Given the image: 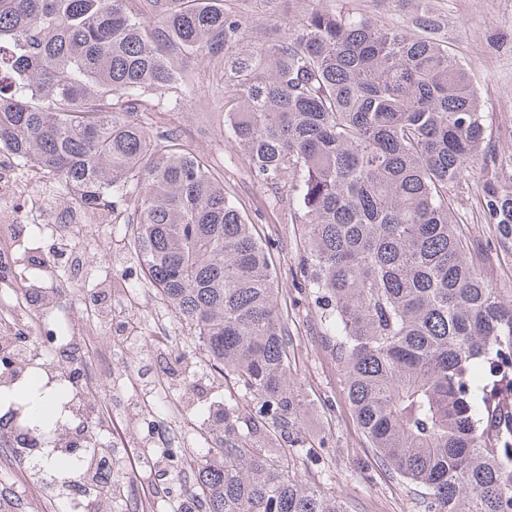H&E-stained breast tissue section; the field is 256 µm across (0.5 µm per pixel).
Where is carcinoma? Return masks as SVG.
I'll use <instances>...</instances> for the list:
<instances>
[{
    "mask_svg": "<svg viewBox=\"0 0 512 512\" xmlns=\"http://www.w3.org/2000/svg\"><path fill=\"white\" fill-rule=\"evenodd\" d=\"M146 2L141 17L129 0H0V146L86 207L132 209L146 283L260 404L224 405V447L194 475L204 512L347 510L295 478L313 448L275 447L300 403L269 248L202 157L137 119L144 94L162 110L173 88L195 94L200 54L224 64V126L251 174L287 187L307 226L305 282L382 465L422 512H512V288L460 230L493 224L512 251V173L427 0H397L401 25L313 9L254 42L224 0ZM27 423L59 430L48 407ZM128 491L114 474L89 512H121Z\"/></svg>",
    "mask_w": 512,
    "mask_h": 512,
    "instance_id": "cac0c4a2",
    "label": "carcinoma"
}]
</instances>
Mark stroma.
I'll return each instance as SVG.
<instances>
[{
	"instance_id": "stroma-1",
	"label": "stroma",
	"mask_w": 512,
	"mask_h": 512,
	"mask_svg": "<svg viewBox=\"0 0 512 512\" xmlns=\"http://www.w3.org/2000/svg\"><path fill=\"white\" fill-rule=\"evenodd\" d=\"M247 22L246 34L260 39L273 25L287 21L301 7L357 9L382 17L387 24L402 22L403 13L395 0H226ZM432 12L439 22L435 38L447 44L468 65L482 99L487 139L504 159L512 158V0H432ZM188 70L197 90L195 98L184 100L179 109H155L151 97H144L138 117L145 124L177 132L182 145L198 154L224 182V190L246 213L264 243L271 248L279 282L278 301L289 331L291 391L301 399L299 433L316 446L315 454L298 460L299 480L322 475L326 493L344 500L350 512H419L418 502L406 487L391 477L378 461L355 419L340 370L327 346L312 296L301 291L305 256L304 227L292 223L285 189L255 179L243 157L233 148L224 130V79L220 67L208 57L190 60ZM131 226L114 234L111 225L99 224L86 258L90 264H105L106 279L122 282L136 277L141 267L126 243ZM17 273L28 287L39 289L57 283L61 267L41 264L40 253L27 252L17 244ZM144 317L147 323L163 319L164 333L152 343L125 346L121 361H114V345L104 333L112 321L127 314ZM73 339L82 342L87 358L103 361V370L93 387L77 382L73 392L86 407L97 406L112 374L122 364L141 367L143 382L152 385L157 367L168 373L169 406L182 409L180 421L199 442L216 447L224 434L217 424L229 391L223 378L211 373L203 348L188 335L170 307L159 297L143 299L132 294L128 307H106L103 316L90 315L78 307L72 327ZM96 442L115 449L123 471L134 486L149 491L158 481L160 467H142L140 450L151 439L135 415L124 413L93 428ZM0 483L12 487L6 512H63L68 490L49 473L40 471L33 458L23 454H0Z\"/></svg>"
}]
</instances>
